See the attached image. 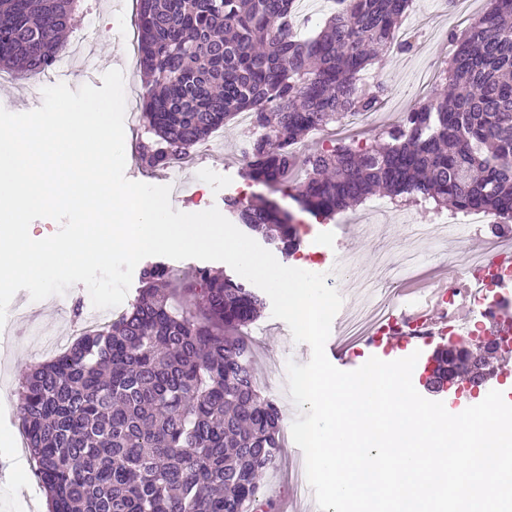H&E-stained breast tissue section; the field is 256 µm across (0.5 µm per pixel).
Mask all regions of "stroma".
Segmentation results:
<instances>
[{
    "instance_id": "obj_1",
    "label": "stroma",
    "mask_w": 512,
    "mask_h": 512,
    "mask_svg": "<svg viewBox=\"0 0 512 512\" xmlns=\"http://www.w3.org/2000/svg\"><path fill=\"white\" fill-rule=\"evenodd\" d=\"M87 4L79 25L85 35L81 51L74 55H62L52 67L42 72L39 87H31L24 76H16L11 83L0 84L1 107L13 113L41 107L42 88L59 82L73 90L85 84L102 87V76L111 69L122 71L124 90L130 105H142V76L134 65L128 0H87ZM447 60V43L432 38L422 41L417 50L381 54L370 72L376 82L386 87L387 93L383 108L373 115L372 135H381L400 123L404 107L418 104L416 80L420 69L431 66L440 70ZM223 131V143L215 152L203 156L192 167L167 170H150L140 166L135 159V144L141 133L131 131L125 145V175L133 181L170 186L171 204L179 211L195 205L221 209L225 206V198L241 193L263 198L292 213L296 221L310 227L309 234L302 237L300 257L290 261L292 267L307 269L304 257L312 252L315 238L321 236L325 239L327 263H334L345 253L355 254L365 276L373 278L378 284L386 283L388 276L381 268L386 250L394 242L404 243L408 240L407 228L393 217L395 202L391 197L379 193L368 197L363 203L344 211V223L318 222L301 212L297 204L282 192L261 184H248L242 175L239 129L231 122L224 126ZM368 218L380 222L379 234L368 238L353 236L349 222ZM458 259V252L452 251L447 241H438L435 254L421 261L417 274L392 288L393 302L410 300L417 292L435 287L445 272L457 270ZM87 295L86 287L79 283L65 294L30 302L25 323L37 329L36 339L11 352L0 351V391L8 393L7 400H0V448L13 447L19 437L16 405L20 381L31 365L45 362L46 357L42 353L44 344L67 337L70 324L75 320L73 309ZM250 336L255 350L256 376L272 371L277 374L275 381L262 386L261 392L281 409L282 429L290 431L300 410L290 398L285 368L291 361L299 364L308 362L311 349L307 344L294 342L288 325L273 318L268 308L251 325ZM295 463L293 446L283 447L278 464L260 478V503L255 506L254 512H266L265 502L277 498L287 500L289 507H298L301 490L289 480ZM32 491L39 497L36 512H46L45 490L30 467L15 473L13 482L0 484V512H19L20 499Z\"/></svg>"
}]
</instances>
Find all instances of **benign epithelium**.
I'll return each instance as SVG.
<instances>
[{
	"label": "benign epithelium",
	"instance_id": "1",
	"mask_svg": "<svg viewBox=\"0 0 512 512\" xmlns=\"http://www.w3.org/2000/svg\"><path fill=\"white\" fill-rule=\"evenodd\" d=\"M497 345V335L494 333L475 345L467 340L451 342L448 344V365L441 372L437 371L435 364L428 367L427 380H435L443 388L472 387L486 380L495 370Z\"/></svg>",
	"mask_w": 512,
	"mask_h": 512
}]
</instances>
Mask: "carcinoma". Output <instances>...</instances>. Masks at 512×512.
Instances as JSON below:
<instances>
[{
  "label": "carcinoma",
  "mask_w": 512,
  "mask_h": 512,
  "mask_svg": "<svg viewBox=\"0 0 512 512\" xmlns=\"http://www.w3.org/2000/svg\"><path fill=\"white\" fill-rule=\"evenodd\" d=\"M83 0H0V69L54 65L59 35ZM409 0H335L321 30L291 31L294 0H140L146 80L141 166L163 169L240 112L254 138L245 178L293 187L300 209L329 220L375 190L512 220V0L451 33L458 53L440 88L387 132L298 159L309 132L371 113L385 91L359 83L392 44ZM241 226L290 257L291 213L255 197L227 199ZM119 318L26 374L18 394L25 449L50 512H246L257 476L282 448L281 415L255 382L244 328L263 298L199 269L180 286L162 263Z\"/></svg>",
  "instance_id": "carcinoma-1"
}]
</instances>
